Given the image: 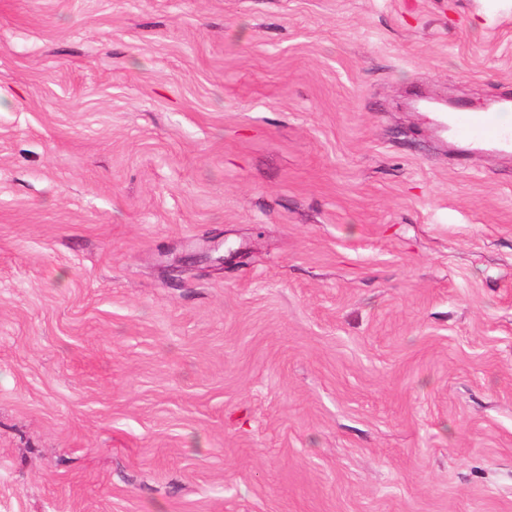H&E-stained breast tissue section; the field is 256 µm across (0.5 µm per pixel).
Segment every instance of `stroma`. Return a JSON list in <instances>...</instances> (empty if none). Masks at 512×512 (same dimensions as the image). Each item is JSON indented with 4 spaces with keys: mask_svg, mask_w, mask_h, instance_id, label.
<instances>
[{
    "mask_svg": "<svg viewBox=\"0 0 512 512\" xmlns=\"http://www.w3.org/2000/svg\"><path fill=\"white\" fill-rule=\"evenodd\" d=\"M512 91L484 0H0V512H512ZM512 110V97H502L480 112L470 111L462 102L448 112V124L454 137L475 146L490 145L512 151V125L503 114ZM510 128V129H509Z\"/></svg>",
    "mask_w": 512,
    "mask_h": 512,
    "instance_id": "35a3bbf8",
    "label": "stroma"
}]
</instances>
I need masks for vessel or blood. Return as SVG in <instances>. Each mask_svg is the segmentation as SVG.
Listing matches in <instances>:
<instances>
[{
  "mask_svg": "<svg viewBox=\"0 0 512 512\" xmlns=\"http://www.w3.org/2000/svg\"><path fill=\"white\" fill-rule=\"evenodd\" d=\"M511 110V96L502 97L480 112L470 111L459 103L449 112L448 123L458 140L475 146L512 149V127L503 120L504 113Z\"/></svg>",
  "mask_w": 512,
  "mask_h": 512,
  "instance_id": "b4317fda",
  "label": "vessel or blood"
}]
</instances>
